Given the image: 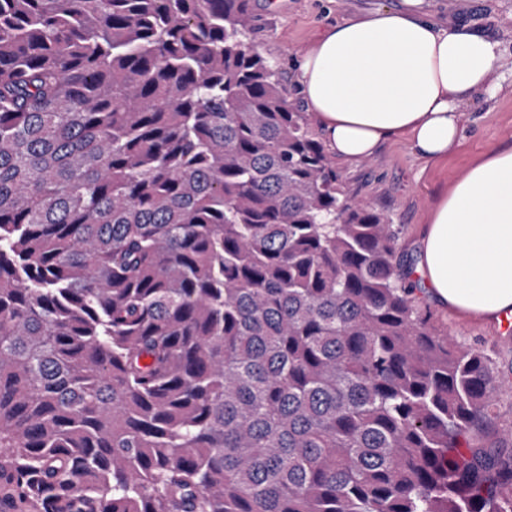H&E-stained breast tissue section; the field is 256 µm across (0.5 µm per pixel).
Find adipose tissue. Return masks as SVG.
Wrapping results in <instances>:
<instances>
[{
    "label": "adipose tissue",
    "mask_w": 512,
    "mask_h": 512,
    "mask_svg": "<svg viewBox=\"0 0 512 512\" xmlns=\"http://www.w3.org/2000/svg\"><path fill=\"white\" fill-rule=\"evenodd\" d=\"M426 0H402L322 31L298 60L296 80L329 147L358 160L406 139L421 159L460 146V114L501 43L441 25ZM417 279L440 307L464 317L512 318V143L475 160L438 200L422 231Z\"/></svg>",
    "instance_id": "1"
}]
</instances>
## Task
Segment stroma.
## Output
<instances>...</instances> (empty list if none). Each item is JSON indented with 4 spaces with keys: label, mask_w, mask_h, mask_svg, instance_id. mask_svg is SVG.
I'll use <instances>...</instances> for the list:
<instances>
[{
    "label": "stroma",
    "mask_w": 512,
    "mask_h": 512,
    "mask_svg": "<svg viewBox=\"0 0 512 512\" xmlns=\"http://www.w3.org/2000/svg\"><path fill=\"white\" fill-rule=\"evenodd\" d=\"M398 0H253L251 39L255 48L275 65L298 110L306 105L294 83V62L308 50L325 27L371 9L391 7ZM436 20L470 24L501 40L491 84L512 79V0H428ZM464 138L448 159L424 162L406 140L382 144L371 156L356 162L336 158L337 169L348 179L358 198L387 212L400 231V244L411 259H418L421 233L441 193L477 158L505 143H512V95L496 99L476 95L462 115ZM432 307L450 336L465 342L489 359L496 388V408L491 427L483 437H512V325L496 320L466 319Z\"/></svg>",
    "instance_id": "1"
}]
</instances>
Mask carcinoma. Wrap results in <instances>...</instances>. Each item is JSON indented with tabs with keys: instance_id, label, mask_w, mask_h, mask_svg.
I'll use <instances>...</instances> for the list:
<instances>
[{
	"instance_id": "obj_1",
	"label": "carcinoma",
	"mask_w": 512,
	"mask_h": 512,
	"mask_svg": "<svg viewBox=\"0 0 512 512\" xmlns=\"http://www.w3.org/2000/svg\"><path fill=\"white\" fill-rule=\"evenodd\" d=\"M253 0H0V496L512 512L488 358L420 305Z\"/></svg>"
}]
</instances>
